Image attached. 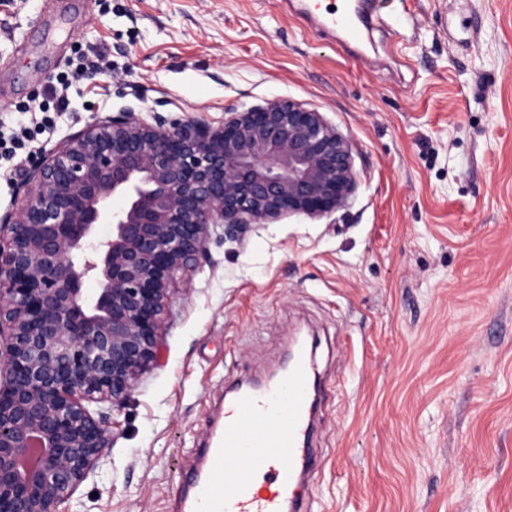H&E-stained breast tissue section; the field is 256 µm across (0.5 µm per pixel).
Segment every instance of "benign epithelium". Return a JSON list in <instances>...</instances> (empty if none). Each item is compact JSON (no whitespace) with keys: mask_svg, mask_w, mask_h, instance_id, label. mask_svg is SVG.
Masks as SVG:
<instances>
[{"mask_svg":"<svg viewBox=\"0 0 512 512\" xmlns=\"http://www.w3.org/2000/svg\"><path fill=\"white\" fill-rule=\"evenodd\" d=\"M358 185L351 140L289 99L218 128L121 108L29 160L0 213V512H72L106 468V409L157 362L212 236L342 211Z\"/></svg>","mask_w":512,"mask_h":512,"instance_id":"obj_1","label":"benign epithelium"}]
</instances>
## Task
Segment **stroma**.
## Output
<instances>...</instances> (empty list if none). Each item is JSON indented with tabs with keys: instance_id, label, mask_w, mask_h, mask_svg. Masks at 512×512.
Returning <instances> with one entry per match:
<instances>
[{
	"instance_id": "obj_1",
	"label": "stroma",
	"mask_w": 512,
	"mask_h": 512,
	"mask_svg": "<svg viewBox=\"0 0 512 512\" xmlns=\"http://www.w3.org/2000/svg\"><path fill=\"white\" fill-rule=\"evenodd\" d=\"M375 10L352 42L278 0H0V132L25 142L0 212L31 157L124 107L216 127L290 98L360 173L346 212L210 241L86 512H171L229 384L264 379L298 327L320 382L311 512H512V0ZM97 55L42 129L28 106Z\"/></svg>"
}]
</instances>
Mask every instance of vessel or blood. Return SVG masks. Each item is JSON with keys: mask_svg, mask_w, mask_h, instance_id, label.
<instances>
[{"mask_svg": "<svg viewBox=\"0 0 512 512\" xmlns=\"http://www.w3.org/2000/svg\"><path fill=\"white\" fill-rule=\"evenodd\" d=\"M324 23L357 35L346 0L324 9ZM313 371L297 357L286 377L269 385L236 390L224 404L223 423L199 451V463L187 478V491L175 512H302L297 480L313 465L306 446L313 402ZM273 490L260 493V476Z\"/></svg>", "mask_w": 512, "mask_h": 512, "instance_id": "obj_1", "label": "vessel or blood"}]
</instances>
